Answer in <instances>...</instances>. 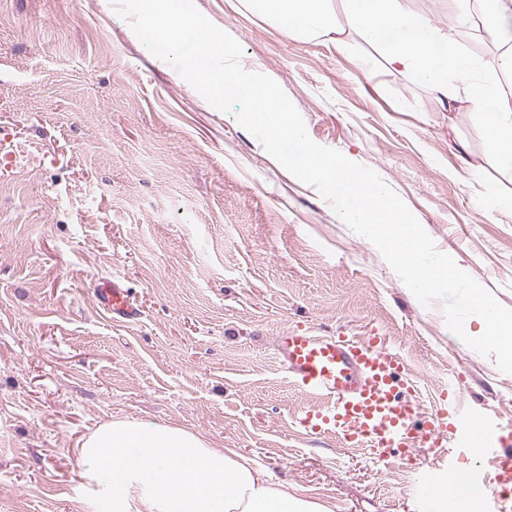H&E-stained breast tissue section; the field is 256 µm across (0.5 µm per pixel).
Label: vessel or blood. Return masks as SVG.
<instances>
[{
    "instance_id": "b4317fda",
    "label": "vessel or blood",
    "mask_w": 512,
    "mask_h": 512,
    "mask_svg": "<svg viewBox=\"0 0 512 512\" xmlns=\"http://www.w3.org/2000/svg\"><path fill=\"white\" fill-rule=\"evenodd\" d=\"M95 297L116 323L137 321L141 311L121 279H100ZM275 354L290 384L317 398L300 417L312 433L332 434L351 448L391 458L420 445L447 448L449 456L478 453L491 463L497 480L486 501L492 512H512V439L489 412L448 403L447 412H427L404 378L401 357L383 337L323 336L312 330L282 331ZM420 496L427 512H463L464 502L447 500V480L420 471Z\"/></svg>"
}]
</instances>
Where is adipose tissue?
<instances>
[{
	"label": "adipose tissue",
	"instance_id": "1",
	"mask_svg": "<svg viewBox=\"0 0 512 512\" xmlns=\"http://www.w3.org/2000/svg\"><path fill=\"white\" fill-rule=\"evenodd\" d=\"M248 0L289 32L318 35L348 26L378 44L387 64L427 83L449 106L475 104L490 161L512 172V87L488 80L446 31L408 10L406 0ZM481 25L512 42V0H457L456 28ZM92 475L112 477V512H331L272 485L265 471L230 449H217L180 427H143L117 419L77 449Z\"/></svg>",
	"mask_w": 512,
	"mask_h": 512
}]
</instances>
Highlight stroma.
<instances>
[{
    "instance_id": "obj_1",
    "label": "stroma",
    "mask_w": 512,
    "mask_h": 512,
    "mask_svg": "<svg viewBox=\"0 0 512 512\" xmlns=\"http://www.w3.org/2000/svg\"><path fill=\"white\" fill-rule=\"evenodd\" d=\"M274 79L316 143L374 169L466 273L512 307V175L471 106L386 67L352 30L288 32L245 0H195ZM457 41L499 81L502 46ZM142 316L119 325L96 281ZM311 327L385 337L428 411L456 389L512 431V374L424 307L378 249L237 121L152 55L110 0H0V512H101L74 448L119 418L177 426L251 458L332 512H421L442 451L384 462L315 435L274 341ZM98 305L106 311L115 323H132L141 317V311L132 302L128 289L121 279H99L95 288Z\"/></svg>"
}]
</instances>
